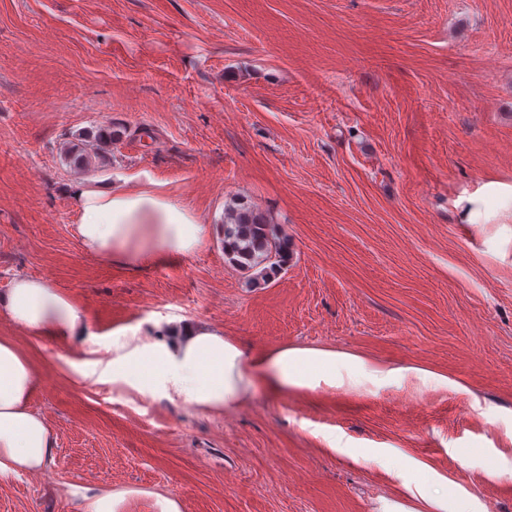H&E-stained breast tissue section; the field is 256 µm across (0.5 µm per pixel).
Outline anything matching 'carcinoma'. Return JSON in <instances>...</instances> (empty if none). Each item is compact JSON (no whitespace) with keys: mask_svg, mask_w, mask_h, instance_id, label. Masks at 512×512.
Returning a JSON list of instances; mask_svg holds the SVG:
<instances>
[{"mask_svg":"<svg viewBox=\"0 0 512 512\" xmlns=\"http://www.w3.org/2000/svg\"><path fill=\"white\" fill-rule=\"evenodd\" d=\"M124 131L115 127H99L87 132L93 138L96 152L89 154L84 139L69 142L64 161L75 169L86 168L96 157L101 164L110 161L112 143L121 140ZM291 253L288 238L279 234L276 225L244 202L227 207L224 214V257L247 273V284L264 285L269 274L281 270Z\"/></svg>","mask_w":512,"mask_h":512,"instance_id":"1","label":"carcinoma"}]
</instances>
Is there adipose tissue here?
I'll list each match as a JSON object with an SVG mask.
<instances>
[{
    "instance_id": "1",
    "label": "adipose tissue",
    "mask_w": 512,
    "mask_h": 512,
    "mask_svg": "<svg viewBox=\"0 0 512 512\" xmlns=\"http://www.w3.org/2000/svg\"><path fill=\"white\" fill-rule=\"evenodd\" d=\"M76 232L86 255L131 268L194 254L208 229L186 205L150 190L115 185L75 186ZM466 223L512 222V186L495 182L463 197ZM0 319L34 337H55L94 355L97 334L83 313L48 281L13 280L0 294ZM108 359L95 358L93 372L143 397L202 412L223 413L257 390L272 397L335 389L343 373H356L354 358L330 347L279 345L259 351L223 330L185 320L149 322L112 331ZM38 384L30 358L0 338V477L38 473L54 461L55 438L46 418L31 406ZM410 502L382 498L376 512H480L467 501L452 508L448 480L432 475L404 484Z\"/></svg>"
}]
</instances>
